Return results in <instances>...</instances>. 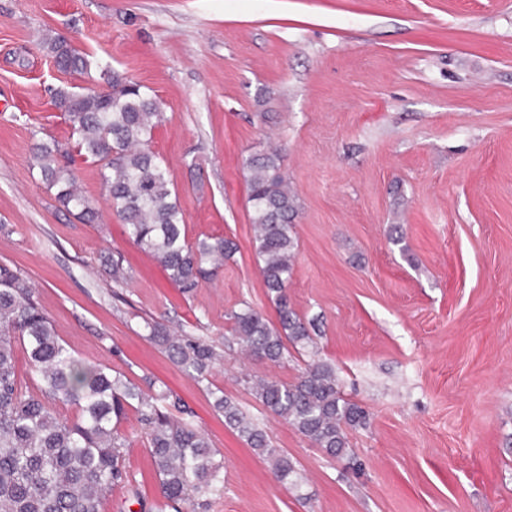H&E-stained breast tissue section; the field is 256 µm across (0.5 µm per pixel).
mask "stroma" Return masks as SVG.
I'll use <instances>...</instances> for the list:
<instances>
[{
	"mask_svg": "<svg viewBox=\"0 0 512 512\" xmlns=\"http://www.w3.org/2000/svg\"><path fill=\"white\" fill-rule=\"evenodd\" d=\"M56 34L90 73L57 70ZM105 65L161 105L154 148L189 238L236 245L193 294L127 239L98 166L73 165L99 213L87 224L33 159L40 139L73 147L55 92L102 87ZM273 145L299 198L288 297L369 413L341 458L245 384L292 381L306 355L247 358L231 333L246 304L277 319L243 169ZM108 254L124 286L105 276ZM0 262L31 280L77 359L191 408L224 457L212 512H512V0H0ZM148 321L222 345L209 384L148 340ZM211 385L295 461L299 489L225 426ZM122 430L135 482L104 512H141L159 496L155 470L136 417Z\"/></svg>",
	"mask_w": 512,
	"mask_h": 512,
	"instance_id": "1",
	"label": "stroma"
}]
</instances>
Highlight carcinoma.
Returning <instances> with one entry per match:
<instances>
[{
    "mask_svg": "<svg viewBox=\"0 0 512 512\" xmlns=\"http://www.w3.org/2000/svg\"><path fill=\"white\" fill-rule=\"evenodd\" d=\"M48 52L64 71L88 73L92 63L61 36L46 38ZM107 91H59L57 106L67 115L74 148L101 164L103 188L128 238L161 265L168 280L185 294L210 280L234 251L232 242L211 236L193 242L172 180L153 148L163 121L160 103L106 67ZM42 178L56 201L80 220L98 218L92 202L75 187L70 151L56 140L33 146ZM256 254L277 323L246 305L230 314L237 344L259 360L279 362L288 347L311 342V323L288 300L298 243L293 221L297 198L282 171L278 151L243 163ZM103 270L116 284L127 280L122 262L103 257ZM148 339L186 374L203 382L220 357L203 336H173L145 322ZM26 368L30 380H21ZM254 397L314 446L336 457L347 452V430L365 423L366 411L346 399L336 369L314 360L284 382L248 380ZM227 427L267 462L275 479L291 488L302 480L288 453L271 445L261 429L224 390H209ZM76 407L74 418L58 412ZM134 412L145 435L161 501L156 512H210L224 497V458L192 422V412L168 389L146 392L121 372L77 362L54 322L39 306L35 289L18 269L0 264V512H103L118 487L130 486L127 436L121 430Z\"/></svg>",
    "mask_w": 512,
    "mask_h": 512,
    "instance_id": "obj_1",
    "label": "carcinoma"
}]
</instances>
